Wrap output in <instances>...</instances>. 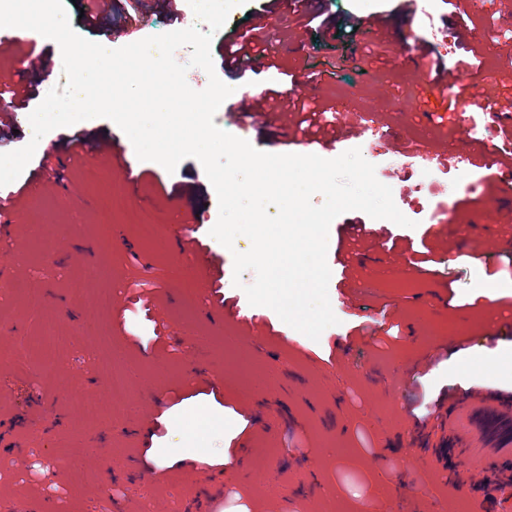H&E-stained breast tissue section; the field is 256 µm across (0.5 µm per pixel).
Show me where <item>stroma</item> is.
Wrapping results in <instances>:
<instances>
[{
	"instance_id": "obj_1",
	"label": "stroma",
	"mask_w": 512,
	"mask_h": 512,
	"mask_svg": "<svg viewBox=\"0 0 512 512\" xmlns=\"http://www.w3.org/2000/svg\"><path fill=\"white\" fill-rule=\"evenodd\" d=\"M63 0L72 28L111 44V14L87 28L79 7ZM267 0L238 6L212 38L210 52L249 31ZM468 22L446 0L433 17L409 15L407 0H320L322 23L301 13L277 14L257 36L272 47L273 65L227 85L273 89L326 111L339 129L335 145L306 144L298 113L246 124L255 148L334 158L361 147L364 130L385 126L376 177L413 220L403 227L361 211L332 222L328 295L338 319L319 340L259 306L258 324H241L236 308L255 279L234 286L233 253L210 236L216 193L200 162L174 172L139 164L141 180L125 188L128 208L112 217L104 200L134 147L111 120L95 118L47 133L22 174L0 187L11 194L10 221L0 223V418L18 427L24 447H0V506L25 497L50 500L54 512H169L172 505L214 491L213 512H372L408 500L426 512L433 489L444 488L463 512H484L469 482L444 487L442 473L420 459L411 440L416 416L448 394L492 389L512 395V132L498 115L512 106V0H472ZM387 18L393 40L368 22ZM452 43L444 50L442 40ZM474 51L473 67L457 59ZM20 45L0 56V91L20 75L31 82L21 109L0 112V153L24 146L27 120L56 86H64L60 48L44 40L41 62L21 71ZM440 66L441 81L428 75ZM468 112L447 109L450 98ZM83 137L85 151H68ZM441 156L427 178L406 164L417 146ZM473 156L467 173L453 163ZM54 229L60 244L35 250L37 233ZM203 253L222 269L215 290L194 261ZM104 280L112 308L98 315L94 296L77 297L70 279ZM40 279L44 298L29 309L19 284ZM403 278L410 288L398 287ZM466 325L471 355L450 360L448 336L433 325ZM431 354L428 366L417 359ZM132 390L124 415L111 411L113 370ZM224 417L217 432L194 427L193 457L173 460L183 439L178 424L189 406ZM278 423L263 434V419ZM252 451L253 473L225 465ZM80 449L87 478L69 482L67 455Z\"/></svg>"
}]
</instances>
